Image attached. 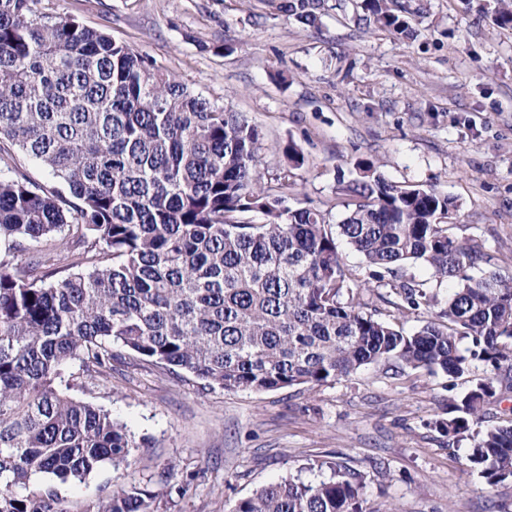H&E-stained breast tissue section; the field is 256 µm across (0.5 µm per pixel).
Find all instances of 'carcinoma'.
Here are the masks:
<instances>
[{"instance_id":"obj_1","label":"carcinoma","mask_w":512,"mask_h":512,"mask_svg":"<svg viewBox=\"0 0 512 512\" xmlns=\"http://www.w3.org/2000/svg\"><path fill=\"white\" fill-rule=\"evenodd\" d=\"M40 4L0 0V140L61 179L0 177V512H67L30 480L80 483L133 456L125 425L60 389L74 360L90 380L112 369L116 346L226 391L315 388L382 361L457 379L481 362L486 375L432 425L473 441L467 462L489 485L512 480V421L481 428L487 405L512 397V272L489 268L482 241L448 234L455 199L390 181L371 161L341 188L340 236L372 279L420 262L455 283L435 319L406 334L355 301L324 211L292 209L264 182L256 126ZM315 9L288 5L304 25ZM364 9L365 24L414 35L398 0ZM495 21L512 27V0H496ZM66 230L60 252L52 241ZM390 289L400 312L439 307L407 282ZM363 488L361 473L336 465L231 512H363ZM157 497L123 490L87 512H156Z\"/></svg>"}]
</instances>
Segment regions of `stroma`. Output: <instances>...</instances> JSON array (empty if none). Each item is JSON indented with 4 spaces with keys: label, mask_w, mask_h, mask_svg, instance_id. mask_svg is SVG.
I'll list each match as a JSON object with an SVG mask.
<instances>
[{
    "label": "stroma",
    "mask_w": 512,
    "mask_h": 512,
    "mask_svg": "<svg viewBox=\"0 0 512 512\" xmlns=\"http://www.w3.org/2000/svg\"><path fill=\"white\" fill-rule=\"evenodd\" d=\"M288 0H42L125 42L211 104L242 114L261 134L270 185L286 203L347 214L343 181L359 161L388 180L457 199L451 236L484 241L512 271V28L491 0H400L412 38L365 25L361 0H321L318 22L289 17ZM295 146L304 163L284 150ZM486 369L448 380L395 362L362 367L316 388L264 392L203 387L193 374L114 361L69 396L109 411L142 441L129 463H103L81 483L51 485L68 512L114 492H161L158 512H229L238 499L292 477H329L317 461L364 472L363 512H512V481L489 486L466 465L471 440L449 446L430 425L449 398Z\"/></svg>",
    "instance_id": "1"
}]
</instances>
